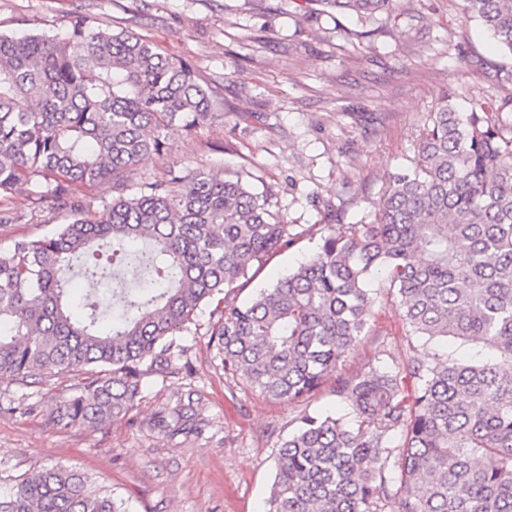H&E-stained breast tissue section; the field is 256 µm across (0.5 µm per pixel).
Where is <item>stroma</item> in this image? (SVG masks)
Returning <instances> with one entry per match:
<instances>
[{"label":"stroma","mask_w":512,"mask_h":512,"mask_svg":"<svg viewBox=\"0 0 512 512\" xmlns=\"http://www.w3.org/2000/svg\"><path fill=\"white\" fill-rule=\"evenodd\" d=\"M78 15L128 30L190 63L214 99L210 119L164 130L165 145L127 174L138 189L197 167L245 173L295 242L240 288L248 297L312 256L328 224H367L389 175L409 167L430 112L497 111L512 85L480 69L512 70V56L466 12L465 0H394L367 23L301 0H0V34L63 33ZM0 226V250L64 215L25 187ZM360 343L340 367L355 373L408 355L405 327L382 289ZM211 306L180 335L186 372L146 380L135 407L99 427L52 423L81 373L0 380V404L25 395L32 413L0 407V491L32 470L62 466L131 512H265L279 440L302 407L343 412L326 382L306 404L273 400L225 373ZM183 420L186 432L169 427Z\"/></svg>","instance_id":"obj_1"}]
</instances>
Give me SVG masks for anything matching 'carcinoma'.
I'll return each instance as SVG.
<instances>
[{"instance_id":"carcinoma-1","label":"carcinoma","mask_w":512,"mask_h":512,"mask_svg":"<svg viewBox=\"0 0 512 512\" xmlns=\"http://www.w3.org/2000/svg\"><path fill=\"white\" fill-rule=\"evenodd\" d=\"M373 19L393 0H320ZM512 55V0H466ZM186 62L129 31L78 16L62 37L0 34V200L51 197L67 220L0 251V379L83 371L60 427L101 426L143 380L175 374L177 334L217 300L224 368L274 400L308 398L334 374L351 420L319 410L288 423L265 512H512V119L448 101L428 116L411 169L388 177L376 222L327 224L316 253L246 302L233 291L291 241L289 225L235 174L192 169L122 189L90 213L74 183L118 182L161 153L162 130L212 111ZM81 261L107 302L60 276ZM408 336L495 352L470 364L390 356L338 373L372 316L371 280ZM0 512H129L61 468L0 494Z\"/></svg>"}]
</instances>
